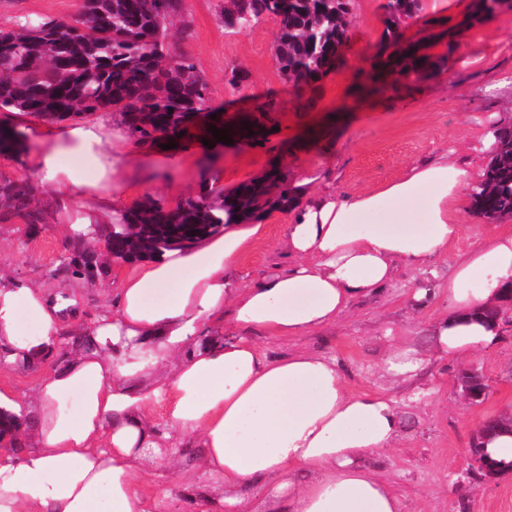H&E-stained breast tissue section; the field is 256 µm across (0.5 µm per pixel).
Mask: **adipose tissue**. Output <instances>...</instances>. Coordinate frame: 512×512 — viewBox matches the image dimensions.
<instances>
[{"instance_id": "ef3b65f1", "label": "adipose tissue", "mask_w": 512, "mask_h": 512, "mask_svg": "<svg viewBox=\"0 0 512 512\" xmlns=\"http://www.w3.org/2000/svg\"><path fill=\"white\" fill-rule=\"evenodd\" d=\"M38 146L26 168L59 192L68 231L121 223L139 167L110 113L62 127L22 112L0 115ZM480 172L448 158L409 167L356 194L323 193L292 210L283 242L295 262L261 283L230 271L261 225L227 224L188 247L131 266L117 303L87 329L64 324L74 294L0 282V351L29 366L71 338L31 396L32 445L0 450V512H158L136 476L148 450L197 439L198 467L224 484V512H248L264 484L279 512H402L395 489L367 464L394 448L404 414L393 397L351 390L335 359L307 349L271 355L269 342L335 323L350 303L393 282L398 266L424 273L411 302L425 306L432 262L460 230L466 189ZM512 297V231L480 242L448 277V310L431 327L437 357L465 359L497 341L483 308ZM35 319L28 334L23 317ZM231 321L232 335L207 331ZM264 333L267 341L253 340ZM167 410L157 428L150 410Z\"/></svg>"}]
</instances>
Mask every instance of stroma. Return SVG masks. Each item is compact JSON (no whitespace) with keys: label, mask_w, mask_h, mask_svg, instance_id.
I'll return each mask as SVG.
<instances>
[{"label":"stroma","mask_w":512,"mask_h":512,"mask_svg":"<svg viewBox=\"0 0 512 512\" xmlns=\"http://www.w3.org/2000/svg\"><path fill=\"white\" fill-rule=\"evenodd\" d=\"M387 0H355L350 39L343 63L320 83L309 109L278 73L273 48L278 32L268 19L242 33L225 30L220 10L228 0H184V11L174 28L172 49L195 57L209 83L216 104L226 106V119L253 111L267 95H275L279 110L273 127L256 141L202 149V115L199 127L184 137L182 150L174 152L168 166L145 171L127 190L128 204L152 197L164 206L198 197L212 174L232 189L240 182L279 167L289 189H296L298 169L315 180L309 189L336 193L359 192L399 179L414 163L452 159L466 167L487 168L490 159L483 141L496 123L512 122V10L475 24L456 42L443 33L468 12L471 0H448L447 12L421 0L416 22L403 25L406 38L435 39L433 55L447 58L442 71H421L408 80L373 93L355 86L370 71L386 27ZM77 0H0V28H14L27 19L71 20ZM249 75L244 92L228 83L232 68ZM510 86L496 89L500 78ZM38 215L28 222L26 211ZM289 212L269 211L262 219L264 231L241 255L235 268L245 283L264 280L287 267L289 257L281 245ZM460 236L435 262L428 305L414 308L407 293L419 272L399 267L394 281L380 293L354 300L336 323L304 336L283 337L274 352L297 349L319 351L334 357L347 385L356 390L384 393L402 402L409 416L397 445L370 457V465L398 492L403 512H512V476L475 480L468 448L483 420L512 413V326L503 325L495 348L467 359L436 358L430 328L448 306V271L461 256L496 225L472 214L462 205ZM83 247L69 235L51 201L31 187L26 210L0 204V277L36 285L51 292L77 291L79 302L70 309V325L84 326L112 308V284L123 263H106L95 276L83 267ZM403 344L418 350L426 365L414 383H393L383 377L387 351ZM57 353L39 365L18 367L0 362V389L25 401L40 371L52 367ZM477 367L489 391L483 402L461 397L459 374ZM420 400H411L413 390ZM196 448H165L147 457L137 483L146 494L167 493L164 512H199L197 494L219 499L224 485L194 465ZM180 459L182 471L171 470L169 458Z\"/></svg>","instance_id":"obj_1"}]
</instances>
